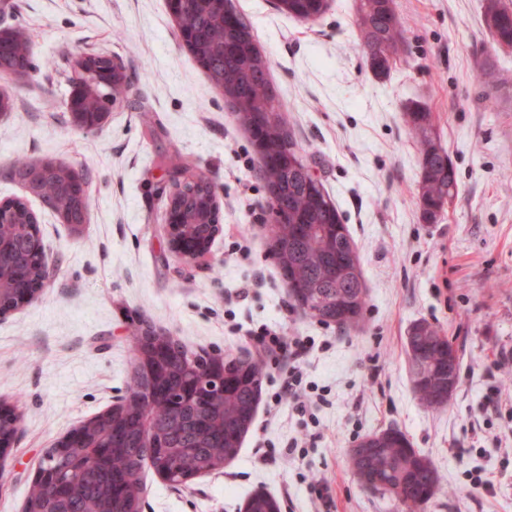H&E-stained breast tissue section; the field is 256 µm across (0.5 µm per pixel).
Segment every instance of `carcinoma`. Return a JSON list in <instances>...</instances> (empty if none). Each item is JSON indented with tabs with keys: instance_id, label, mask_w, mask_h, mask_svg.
<instances>
[{
	"instance_id": "obj_1",
	"label": "carcinoma",
	"mask_w": 512,
	"mask_h": 512,
	"mask_svg": "<svg viewBox=\"0 0 512 512\" xmlns=\"http://www.w3.org/2000/svg\"><path fill=\"white\" fill-rule=\"evenodd\" d=\"M329 9V0H288L281 13L314 22ZM180 25L191 38L190 49L215 87L238 102L236 115L254 139H267L269 148L294 156L286 165L269 153L260 154L270 214L283 218L269 224L272 249L282 277L298 306L320 297L314 315L324 324L341 328L360 321L366 310L367 290L360 260L350 234L336 231L345 220L323 184H314L303 155L283 120L271 124L267 114L277 113L280 101L272 83L267 60L256 47L251 24L237 12L233 0H178ZM484 20L497 44L512 47V9L502 0H485ZM356 25L368 66L377 77L387 76L404 52V28L395 0H359ZM32 36L23 29L10 41L0 42V73L33 66ZM405 121L417 138L420 150L419 207L422 219L431 224L444 205L458 193L457 174L447 149L434 132L428 107L414 102L406 108ZM82 179L85 200H90L91 176L66 166L48 169L43 175L41 203L57 213L66 211L70 223L83 224L86 207L72 200L73 178ZM205 177L185 178L174 198L191 239L212 240L218 231V215L210 210ZM32 210L20 199L6 201L0 211V235L8 241L0 265L21 268L36 279L44 267L43 254L34 252L28 230ZM423 331L431 339L421 345L420 383L414 389L424 405L443 409L448 401L437 397L435 382L448 365L459 364L448 338L430 324ZM162 342L158 367L152 375L136 377L139 388L162 389L173 399L143 406L140 395L131 393L125 412L117 417L98 415L81 425L82 438L63 456L54 449L41 460L43 469L59 476L51 491L31 488L25 512H141L143 482L152 471L172 486H185L194 478L218 469L239 454L242 440L253 424L262 390L263 367L250 360L227 355L223 390L206 401L183 397L198 369L216 358L192 353L185 343L141 329L132 336L138 355L154 342ZM352 471H367L378 492L380 482L401 485L404 504L418 512L421 504L440 491V476L433 460L413 448L400 430H392L380 451L362 460L349 459ZM246 512H280L277 501L261 493L250 496Z\"/></svg>"
}]
</instances>
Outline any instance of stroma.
I'll use <instances>...</instances> for the list:
<instances>
[{"instance_id":"35a3bbf8","label":"stroma","mask_w":512,"mask_h":512,"mask_svg":"<svg viewBox=\"0 0 512 512\" xmlns=\"http://www.w3.org/2000/svg\"><path fill=\"white\" fill-rule=\"evenodd\" d=\"M395 2L408 49L378 78L357 48V0H331L313 23L270 0H234L270 64L283 120L360 256L367 309L339 328L292 299L272 256L260 156L180 44L166 0H0V29L30 32L36 65L23 84L0 77L13 102L0 120V201L35 212L51 271L31 303L0 315V401L21 416L0 512H22L47 448L126 396L138 327L253 360L250 333L265 324L314 338L303 384L326 404L310 419L288 405L268 417L281 372L266 362L263 405L238 457L178 488L148 474L142 512H243L257 492L280 512H404L365 490L348 463L355 441L390 427L438 469L428 512H512V49L494 42L484 0ZM83 53L121 59L131 77L94 131L66 110V57ZM413 101L429 108L459 185L432 224L420 218L419 152L404 120ZM176 155L215 183L220 230L197 263L180 260L163 229ZM19 158L90 171L81 235L11 179ZM418 321L460 357L438 411L410 378L406 336ZM476 470L490 489L471 487Z\"/></svg>"}]
</instances>
